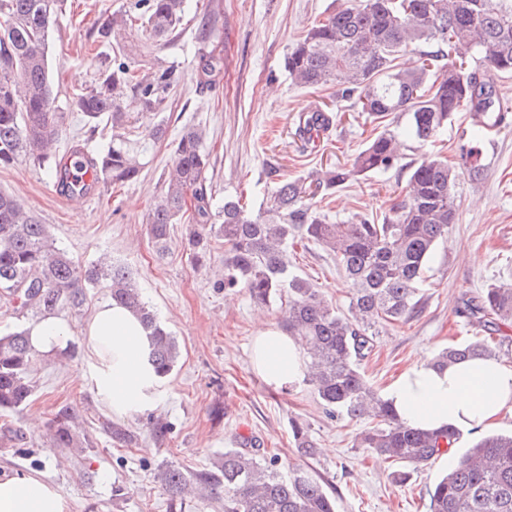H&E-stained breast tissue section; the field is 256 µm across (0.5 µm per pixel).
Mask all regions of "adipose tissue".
<instances>
[{
    "label": "adipose tissue",
    "mask_w": 512,
    "mask_h": 512,
    "mask_svg": "<svg viewBox=\"0 0 512 512\" xmlns=\"http://www.w3.org/2000/svg\"><path fill=\"white\" fill-rule=\"evenodd\" d=\"M93 353L89 377L113 416L156 407L162 389L149 361V340L131 311L101 305L86 328ZM257 374L277 389L300 382L305 357L293 338L259 323L252 342ZM388 398L400 419L414 428L443 426L483 430L512 408V367L488 358L442 370L428 362L408 367ZM0 512H68L58 486L29 473L0 474Z\"/></svg>",
    "instance_id": "1"
}]
</instances>
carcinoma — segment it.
<instances>
[{
	"label": "carcinoma",
	"mask_w": 512,
	"mask_h": 512,
	"mask_svg": "<svg viewBox=\"0 0 512 512\" xmlns=\"http://www.w3.org/2000/svg\"><path fill=\"white\" fill-rule=\"evenodd\" d=\"M186 0H134L112 16L105 36L137 28L156 40L181 24ZM62 0H0V166L20 156L52 170L62 188L86 194L101 183L121 186L137 179L140 164L130 152L131 136L159 139L157 124L139 131L138 114L164 109L162 92L177 80L171 68L140 73L112 58L91 88H75L70 109L98 126L106 121L121 133L106 151L87 160L85 179L65 183L54 145L65 117L54 105L47 44ZM413 54L414 65L399 66ZM285 67L304 88L336 87L373 119L393 112L408 116L404 130L379 132L351 167H338L305 181L281 183L271 204L252 213L238 200L216 209L206 187L209 165L204 135L186 130L176 144L164 191L151 207L148 233L157 254L168 249L170 228L185 216L192 257L201 264L211 239L224 242L226 288H242L259 303L285 302L288 334L306 358L307 382L331 417H369L357 447L407 467L448 453L460 429L411 428L391 403L367 383L360 368L379 329L413 317L419 310V285L438 244L456 221L455 188L461 172L438 153L413 168L402 199L392 202L382 223L361 219L333 224L305 202L318 191H333L369 173L400 166L405 141L425 144L467 110L479 140L505 120L508 107L491 76L512 74V0H343L328 17L315 21L288 53ZM299 133L310 141L327 130L333 115L317 110L300 119ZM316 242L333 253L350 282L349 314L341 313L305 278L292 274L288 248L296 238ZM105 285L110 300L138 315L148 331L150 361L156 377L173 371L178 344L143 300L133 273L107 257L83 268L55 246L43 224L11 194L0 191V298L7 308L33 316L80 308L86 289ZM461 314L498 334V345L512 328V282L493 283L467 302ZM38 351L29 330L17 326L0 333V412L20 410L34 392L29 369ZM496 356L487 340L441 350L432 366ZM75 412L60 408L51 421L56 448L74 445ZM300 456L316 446L303 424L292 425ZM158 478L168 512H184L186 496L224 507V512H336V499L315 471L295 467L283 474L278 458L254 443L226 448L210 468L186 470L165 463ZM429 512H512V433L478 438L428 490Z\"/></svg>",
	"instance_id": "cac0c4a2"
}]
</instances>
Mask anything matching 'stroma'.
<instances>
[{"label":"stroma","mask_w":512,"mask_h":512,"mask_svg":"<svg viewBox=\"0 0 512 512\" xmlns=\"http://www.w3.org/2000/svg\"><path fill=\"white\" fill-rule=\"evenodd\" d=\"M129 0H63L48 39V61L55 104L66 121L58 154L73 145L96 154L107 148L112 128L91 127L70 113L73 88L96 79L97 50L125 59L140 71L174 65L178 81L160 112L140 115L142 125L164 123L165 137L138 140L139 178L124 187L102 185L89 195L59 193L47 170L26 158L0 166V189L14 194L42 223L51 225L57 247L80 265L107 254L131 270L144 300L176 337L179 360L162 383L155 410L116 418L86 378L91 349L84 329L96 309L110 300L106 288H88L84 305L59 311L72 330L67 351L40 355L32 366L35 394L25 409L10 413L20 442L0 446V473H38L56 482L69 512H168L158 468L168 462L187 469L211 466L225 448L246 436L276 453L281 466L300 464L291 436L293 421L305 423L316 445L310 465L336 499L337 512H428L426 490L475 440L463 431L451 456L427 461L407 480L398 464L357 447L366 419L328 417L307 382L287 390L268 386L255 372L251 341L258 322L281 325L279 304H257L246 291L218 286L224 246L213 242L204 266L191 260L190 227L174 225L167 255L158 256L147 233V217L161 195L174 147L188 128L205 132L210 152L206 185L215 206L239 198L251 210L266 208L280 181L307 177L330 167L350 166L377 123L336 96L335 88L296 87L285 58L316 19L334 12L339 0H186L185 15L164 41L140 30L126 32L119 44H103L101 30ZM223 57L219 70L203 74L199 57L210 50ZM335 113L327 132L307 142L296 132L306 112ZM470 113H457L435 145L413 144L401 168L358 177L328 200L313 197L331 222L346 224L384 212L430 150L460 161L473 148L483 169L480 182L461 176L456 193L457 221L428 263L420 288L421 311L382 329L361 369L368 384L387 394L410 365L451 344L487 338L488 332L458 317L463 299L489 284L512 279V123L479 141L470 138ZM291 271L308 279L340 311H347L350 286L335 256L313 241L289 252ZM70 405L76 445L56 448L48 422L57 407ZM44 423L31 427V413ZM164 416L172 430L154 442L151 414ZM128 429L133 440H113L112 425Z\"/></svg>","instance_id":"obj_1"}]
</instances>
